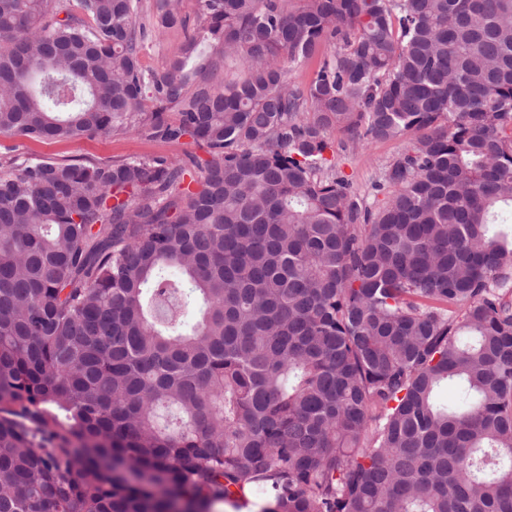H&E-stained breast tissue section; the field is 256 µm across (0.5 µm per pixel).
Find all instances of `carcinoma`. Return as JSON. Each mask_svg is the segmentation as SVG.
<instances>
[{"label": "carcinoma", "mask_w": 512, "mask_h": 512, "mask_svg": "<svg viewBox=\"0 0 512 512\" xmlns=\"http://www.w3.org/2000/svg\"><path fill=\"white\" fill-rule=\"evenodd\" d=\"M197 2L0 0L1 135L208 154L0 157V512H512V0ZM150 29L147 48L141 62L147 68L161 71L166 66L171 52L184 40L185 30L181 25L165 31ZM23 143V157L53 160L57 162L104 163L131 156H160L169 160L187 161L190 155L206 158L205 151L184 138L180 143H166L151 138L145 131L130 132L123 136L84 137L78 140H62L50 143L29 142L18 138L0 136V152L3 147ZM336 143V162L338 168L352 179L361 194L373 199L372 189L378 180L382 168L408 146L407 138L374 142L364 146L342 140L339 134H332ZM342 141V142H341Z\"/></svg>", "instance_id": "carcinoma-1"}]
</instances>
